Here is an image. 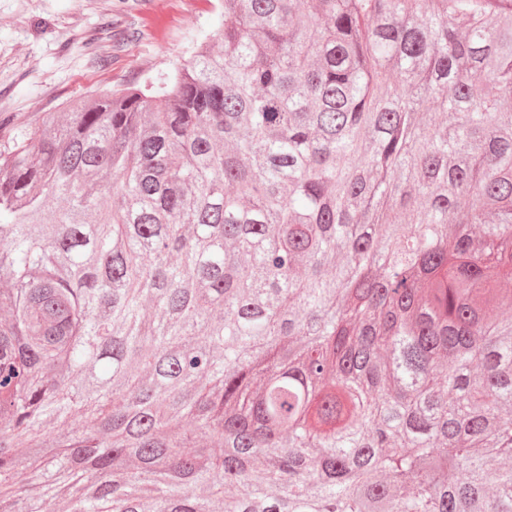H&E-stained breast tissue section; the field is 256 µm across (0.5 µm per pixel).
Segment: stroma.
<instances>
[{
	"instance_id": "1",
	"label": "stroma",
	"mask_w": 512,
	"mask_h": 512,
	"mask_svg": "<svg viewBox=\"0 0 512 512\" xmlns=\"http://www.w3.org/2000/svg\"><path fill=\"white\" fill-rule=\"evenodd\" d=\"M116 15L119 41L102 29ZM217 25L210 0H0V117L27 123L144 83Z\"/></svg>"
}]
</instances>
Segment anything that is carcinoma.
I'll use <instances>...</instances> for the list:
<instances>
[{"instance_id":"1","label":"carcinoma","mask_w":512,"mask_h":512,"mask_svg":"<svg viewBox=\"0 0 512 512\" xmlns=\"http://www.w3.org/2000/svg\"><path fill=\"white\" fill-rule=\"evenodd\" d=\"M215 9L0 118V512H512V0Z\"/></svg>"}]
</instances>
